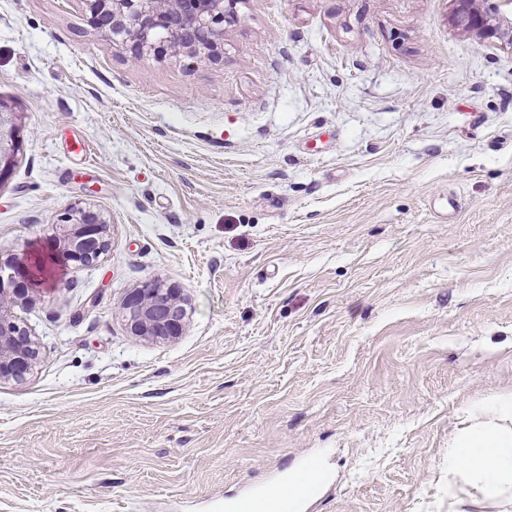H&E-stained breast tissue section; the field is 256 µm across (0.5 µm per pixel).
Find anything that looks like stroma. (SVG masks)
Wrapping results in <instances>:
<instances>
[{
    "instance_id": "obj_1",
    "label": "stroma",
    "mask_w": 512,
    "mask_h": 512,
    "mask_svg": "<svg viewBox=\"0 0 512 512\" xmlns=\"http://www.w3.org/2000/svg\"><path fill=\"white\" fill-rule=\"evenodd\" d=\"M453 7L244 0L201 62L132 58L83 0H0V259L71 203L110 219L12 309L40 360L0 381V512H225L307 459L306 512H448L449 437L512 392V47ZM152 281L177 339L127 330ZM16 102L0 96V185L13 173L22 148ZM131 336L146 341L177 339L185 330L183 299L179 288L162 282L126 292L120 300Z\"/></svg>"
}]
</instances>
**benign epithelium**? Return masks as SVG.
<instances>
[{
    "instance_id": "1",
    "label": "benign epithelium",
    "mask_w": 512,
    "mask_h": 512,
    "mask_svg": "<svg viewBox=\"0 0 512 512\" xmlns=\"http://www.w3.org/2000/svg\"><path fill=\"white\" fill-rule=\"evenodd\" d=\"M88 22L133 58L189 56L217 61L224 56V32L240 20L243 0H83ZM451 24L484 41L512 47V0H453ZM16 102L0 97V184L13 173L22 148ZM109 220L96 206L71 204L56 225L55 259L73 271L96 263L108 246ZM34 264L14 258L0 262V380L20 381L39 358L29 330L11 307L35 283ZM130 335L146 341L173 340L185 330L180 290L162 282L126 292L120 300Z\"/></svg>"
}]
</instances>
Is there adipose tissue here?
Returning a JSON list of instances; mask_svg holds the SVG:
<instances>
[{
    "label": "adipose tissue",
    "instance_id": "obj_1",
    "mask_svg": "<svg viewBox=\"0 0 512 512\" xmlns=\"http://www.w3.org/2000/svg\"><path fill=\"white\" fill-rule=\"evenodd\" d=\"M448 512H512V392L470 410L456 428Z\"/></svg>",
    "mask_w": 512,
    "mask_h": 512
}]
</instances>
